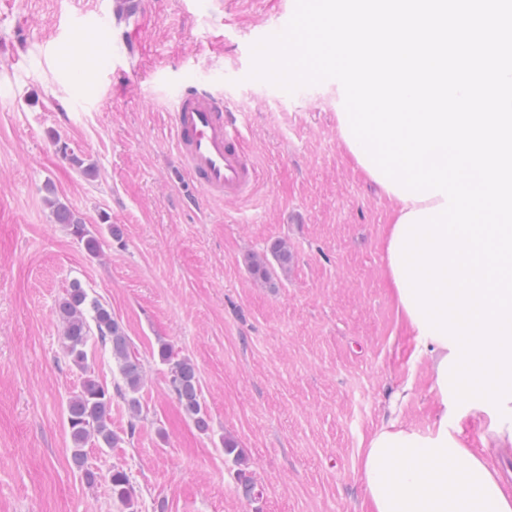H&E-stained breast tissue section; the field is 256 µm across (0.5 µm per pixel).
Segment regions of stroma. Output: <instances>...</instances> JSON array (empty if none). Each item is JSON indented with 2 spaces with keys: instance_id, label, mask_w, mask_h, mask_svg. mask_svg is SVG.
Returning <instances> with one entry per match:
<instances>
[{
  "instance_id": "1",
  "label": "stroma",
  "mask_w": 512,
  "mask_h": 512,
  "mask_svg": "<svg viewBox=\"0 0 512 512\" xmlns=\"http://www.w3.org/2000/svg\"><path fill=\"white\" fill-rule=\"evenodd\" d=\"M114 5L0 0V512H363L369 437L390 422L425 434L438 416L431 363L414 358L387 282L396 203L346 150L332 90L249 76L252 45L295 0H140L122 20ZM193 83L244 127L263 172L246 199L202 200L175 162L168 114ZM51 191L101 257L54 222ZM281 239L287 272L252 274L248 256ZM75 281L147 371L135 437L116 400L121 442L85 447L92 485L65 425L81 375L56 305ZM161 340L195 363L208 432L170 392ZM116 467L133 510L110 493Z\"/></svg>"
}]
</instances>
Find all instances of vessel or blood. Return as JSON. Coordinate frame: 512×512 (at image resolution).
Returning <instances> with one entry per match:
<instances>
[{
  "instance_id": "vessel-or-blood-1",
  "label": "vessel or blood",
  "mask_w": 512,
  "mask_h": 512,
  "mask_svg": "<svg viewBox=\"0 0 512 512\" xmlns=\"http://www.w3.org/2000/svg\"><path fill=\"white\" fill-rule=\"evenodd\" d=\"M170 130L178 165L205 198L236 201L259 182L241 126L210 90H185L170 114Z\"/></svg>"
}]
</instances>
